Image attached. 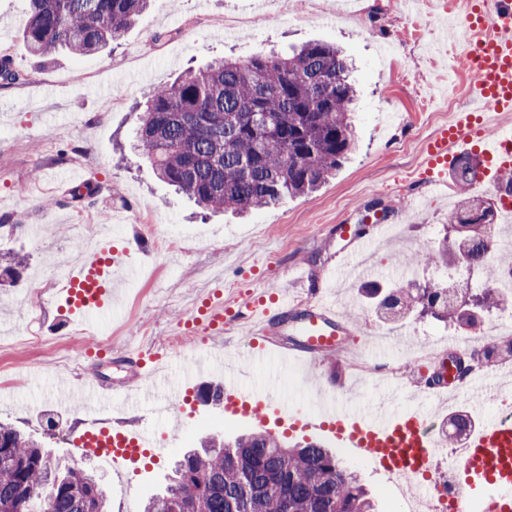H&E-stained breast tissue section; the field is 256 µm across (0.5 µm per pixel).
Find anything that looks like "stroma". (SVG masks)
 Here are the masks:
<instances>
[{
	"mask_svg": "<svg viewBox=\"0 0 512 512\" xmlns=\"http://www.w3.org/2000/svg\"><path fill=\"white\" fill-rule=\"evenodd\" d=\"M254 0H151L149 9L119 41L91 56L61 54L49 61L33 58L21 38L27 0H0V51L12 56L23 82H0V253L21 258L0 288V360H8L12 385L0 389V424L31 433L45 448L70 457L68 445L45 424L54 406L48 399L65 367L47 365L26 341L39 336L61 344L67 360L84 364L101 379L118 384L132 374L127 356L137 346H167L169 377L179 379L187 360L205 348L201 335H181L199 301L220 290L235 307L256 291L293 289V269L324 283L328 299L349 327L345 357L330 354L314 372L295 368L282 375L275 361L251 366L247 388L276 380L300 413L313 411L325 384H343L358 406L374 404L386 386L383 378L348 372L349 360L369 354L375 363L392 365L412 388H421L453 342L470 338L475 348L494 344L482 327L512 315L500 307L481 314L480 326L465 331L428 316L412 314L391 323L363 303L357 286L343 287L346 272L367 258L376 280L396 284L405 278L406 259L418 246L444 241L448 214L457 200L428 192L413 179L421 160L420 143L435 128L437 114L449 107L465 110L473 80L457 70L448 55L460 31L450 28L448 0H420L405 11L390 0H273L255 10ZM240 19L235 40L224 38L225 18ZM309 41L338 45L352 61L358 88L354 126L358 147L336 176L310 195L291 196L279 204L240 216L204 211L161 182L150 164L134 151V108L152 88L172 81L213 59L283 53ZM97 187L76 200L67 190L71 171ZM378 203L389 222L403 226L363 244L341 239L340 224L362 228L370 203ZM125 212L128 223L112 238L115 249L139 236L156 241L177 235L186 249L176 256L158 250L130 253L139 272L117 283L110 312L79 322L68 335L69 316L55 302L42 300L46 281L56 278V263L86 240L83 225ZM147 212L151 225L137 223ZM512 358L470 373L468 384L427 403L440 421L470 408L493 412L499 398L512 396L505 368ZM110 413L123 425L142 426L157 435L163 450L160 473L144 495L159 491L175 461L205 436H230L242 425L225 418L222 407L185 410L174 420L148 411L113 405ZM342 464L356 471L379 512H398L400 503L383 476L358 462L353 450L340 448Z\"/></svg>",
	"mask_w": 512,
	"mask_h": 512,
	"instance_id": "1",
	"label": "stroma"
}]
</instances>
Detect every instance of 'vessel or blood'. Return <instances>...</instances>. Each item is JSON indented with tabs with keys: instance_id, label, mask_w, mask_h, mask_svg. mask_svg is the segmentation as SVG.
I'll use <instances>...</instances> for the list:
<instances>
[{
	"instance_id": "b4317fda",
	"label": "vessel or blood",
	"mask_w": 512,
	"mask_h": 512,
	"mask_svg": "<svg viewBox=\"0 0 512 512\" xmlns=\"http://www.w3.org/2000/svg\"><path fill=\"white\" fill-rule=\"evenodd\" d=\"M467 38L476 61V77L470 85L473 98L501 115L512 114V0H480L477 17L467 21ZM475 121L470 112L458 113L453 127L437 128L425 141L422 151V176L425 184L440 188L447 182L449 170L460 156L476 154L480 164L476 182L499 186L502 174L512 171V125L495 130H480L477 137L469 132ZM117 261L110 245L81 254L77 263L68 267L64 288L59 294L70 313L84 316L112 307V272ZM297 284L308 296L304 317L295 322L296 342L280 355V362L289 357L318 361L329 353L339 352L340 334L347 329L335 311L323 301V288L308 276H300ZM292 305L280 296L250 297L243 308L225 306L222 297L209 298L196 322L207 335L223 334L234 321L256 319L257 335L249 339L250 359L271 358L264 342L275 321L283 320ZM158 356L138 350L133 355L135 371L132 379L120 387L107 385L94 376H87L81 386L62 384L58 399L67 405H81L84 412L111 402L114 393H121L124 402L148 403L155 416H165L172 408L186 401L187 384H167L156 365ZM224 412L251 421L265 431L283 426H301L317 432L323 441L364 454L376 472L388 481L401 483L416 477L436 464V446L426 429L422 412L423 398L415 399L402 413L379 408L354 410L347 398L336 393L325 395L319 412L301 415L288 399L268 385L261 392L246 389L237 378L225 377L221 384ZM88 455L112 456V473L128 475L135 469L140 455L156 446V437L149 428L129 431L111 428L109 421H92L74 438ZM468 485L458 486L453 497L456 512H512V417L486 415L467 436L463 450ZM486 486L483 496H475L470 487Z\"/></svg>"
}]
</instances>
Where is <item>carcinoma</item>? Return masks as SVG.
Listing matches in <instances>:
<instances>
[{
  "instance_id": "1",
  "label": "carcinoma",
  "mask_w": 512,
  "mask_h": 512,
  "mask_svg": "<svg viewBox=\"0 0 512 512\" xmlns=\"http://www.w3.org/2000/svg\"><path fill=\"white\" fill-rule=\"evenodd\" d=\"M150 0H28L22 39L33 57L95 54L120 40ZM23 79L0 55V80ZM356 88L336 46L312 41L284 54L223 58L157 85L136 115L139 147L157 177L207 210L244 213L316 191L355 148ZM460 200L472 197L473 166L455 172ZM455 259L488 288L469 297L446 288L366 286L376 314L397 322L413 312L456 320L463 302L494 308L502 294L491 249L496 224L453 234ZM413 266L448 264L426 246ZM480 364L512 357V343L485 347ZM0 512H109L88 468L75 467L11 426L0 425ZM143 512H375L356 477L328 449L291 448L250 433L186 453L171 483Z\"/></svg>"
}]
</instances>
